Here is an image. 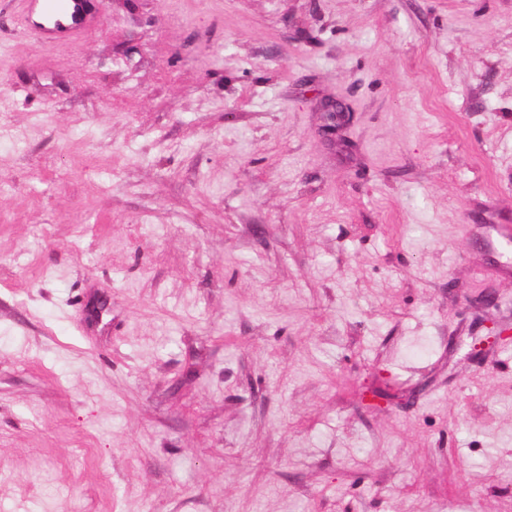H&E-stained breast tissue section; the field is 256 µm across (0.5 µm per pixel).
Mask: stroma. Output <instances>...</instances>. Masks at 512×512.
Masks as SVG:
<instances>
[{"label":"stroma","instance_id":"obj_1","mask_svg":"<svg viewBox=\"0 0 512 512\" xmlns=\"http://www.w3.org/2000/svg\"><path fill=\"white\" fill-rule=\"evenodd\" d=\"M22 10L0 512H512V0ZM26 22L44 42L81 33L86 28V0H27Z\"/></svg>","mask_w":512,"mask_h":512}]
</instances>
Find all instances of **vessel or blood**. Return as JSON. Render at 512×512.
<instances>
[{
  "label": "vessel or blood",
  "instance_id": "1",
  "mask_svg": "<svg viewBox=\"0 0 512 512\" xmlns=\"http://www.w3.org/2000/svg\"><path fill=\"white\" fill-rule=\"evenodd\" d=\"M26 22L45 42L66 39L86 27V0H27Z\"/></svg>",
  "mask_w": 512,
  "mask_h": 512
}]
</instances>
